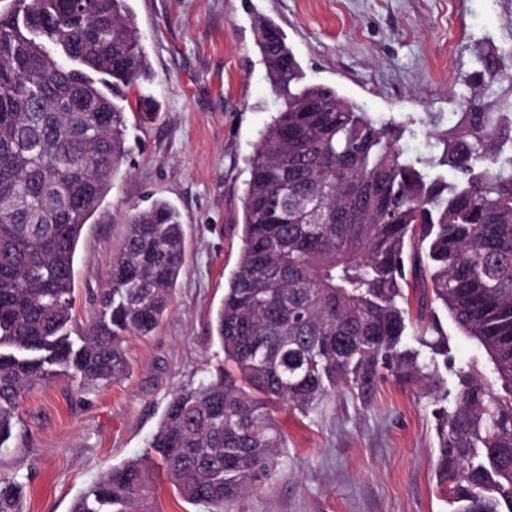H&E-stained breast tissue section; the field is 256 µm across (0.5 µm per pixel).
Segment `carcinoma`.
<instances>
[{
  "label": "carcinoma",
  "instance_id": "cac0c4a2",
  "mask_svg": "<svg viewBox=\"0 0 512 512\" xmlns=\"http://www.w3.org/2000/svg\"><path fill=\"white\" fill-rule=\"evenodd\" d=\"M258 47L283 106L250 161L242 248L214 320L231 366L174 391L148 448L181 498L222 509L287 448L274 405L317 413L392 367L433 383L435 474L453 512H512V95L493 96L512 62L480 58L439 152L422 159L402 148L403 124L303 83L274 23H260ZM149 77L127 0L0 7V450L30 391L58 375L96 388L124 378L127 338L154 333L171 305L182 224L155 201L125 215L98 314L69 331L81 233L128 152L127 107L154 114L153 99L130 102ZM408 264L493 365L492 380L455 370L451 410L443 331L427 360L404 343ZM151 461L112 467L71 512H154ZM26 497L6 483L0 512H24Z\"/></svg>",
  "mask_w": 512,
  "mask_h": 512
}]
</instances>
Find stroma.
Returning a JSON list of instances; mask_svg holds the SVG:
<instances>
[{"label":"stroma","instance_id":"1","mask_svg":"<svg viewBox=\"0 0 512 512\" xmlns=\"http://www.w3.org/2000/svg\"><path fill=\"white\" fill-rule=\"evenodd\" d=\"M151 68L140 87L155 120L128 122L130 152L78 244L72 335L96 312L125 238L118 215L164 200L177 208L186 265L157 331L130 338L129 370L104 389L67 377L37 387L17 410L0 485L27 486L26 512H70L102 474L142 456L172 392L224 366L212 332L242 241L250 159L280 102L256 39L260 21L284 32L305 80L336 88L362 111L407 124L413 157L436 151L467 74L485 53L512 58V0H129ZM450 368L492 364L440 306ZM429 385L381 370L364 393L340 392L322 413L285 406L288 446L274 479L224 512H451L436 485L438 439Z\"/></svg>","mask_w":512,"mask_h":512}]
</instances>
